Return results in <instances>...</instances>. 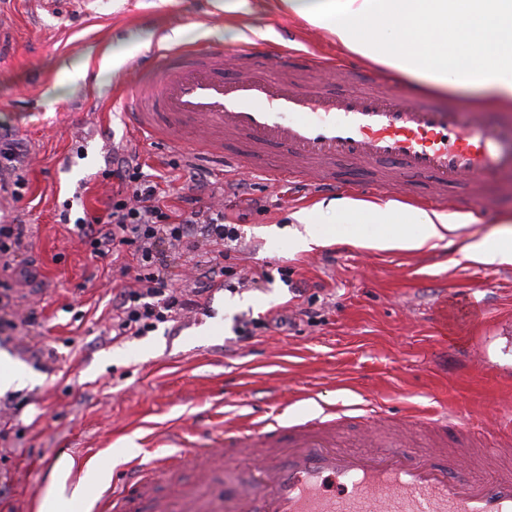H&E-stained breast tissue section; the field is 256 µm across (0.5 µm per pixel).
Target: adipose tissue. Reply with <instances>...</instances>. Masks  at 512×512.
<instances>
[{"mask_svg": "<svg viewBox=\"0 0 512 512\" xmlns=\"http://www.w3.org/2000/svg\"><path fill=\"white\" fill-rule=\"evenodd\" d=\"M216 24L205 26L217 41L267 40V20L288 13L322 31L343 49L414 81L431 91H476L479 106L512 111V0H210ZM180 27L156 24L130 30L104 53L102 73H119L126 63L153 42L183 41ZM476 72L475 80L459 84L455 70ZM295 229L288 246L296 251L323 246L336 238L366 248L433 250L455 242L458 231L447 211L348 198L324 200L292 215ZM494 256L512 264V223L472 236L462 248L469 262ZM107 475L101 462L88 465L71 492L46 497L39 512H71L88 498Z\"/></svg>", "mask_w": 512, "mask_h": 512, "instance_id": "adipose-tissue-1", "label": "adipose tissue"}]
</instances>
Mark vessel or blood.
Here are the masks:
<instances>
[{"instance_id":"vessel-or-blood-1","label":"vessel or blood","mask_w":512,"mask_h":512,"mask_svg":"<svg viewBox=\"0 0 512 512\" xmlns=\"http://www.w3.org/2000/svg\"><path fill=\"white\" fill-rule=\"evenodd\" d=\"M255 44L235 50L224 74V49L172 45L157 53L153 74L115 93L134 137L184 150L193 160L235 171L247 167L271 185L294 182L335 192L337 163L356 165L369 188L425 178L446 197L463 179L486 183L512 168L497 124L479 113L439 110L399 89L379 90L371 76L344 86L306 89L253 67ZM332 407L289 426H226L195 448L194 480L180 454L153 450L106 489L95 512H512V471L477 477L474 432L440 465L391 446L359 454L339 449L347 422ZM250 464L249 484L225 492L227 470Z\"/></svg>"}]
</instances>
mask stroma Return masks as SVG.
<instances>
[{
	"label": "stroma",
	"mask_w": 512,
	"mask_h": 512,
	"mask_svg": "<svg viewBox=\"0 0 512 512\" xmlns=\"http://www.w3.org/2000/svg\"><path fill=\"white\" fill-rule=\"evenodd\" d=\"M57 0H0V129L26 144L28 161L14 177L20 197L0 195V224L31 230L30 255L43 289L26 296L20 277L10 281L19 314L36 309L37 327L0 334V350L41 382L11 391L19 412L0 411V481L10 489L0 512H38L57 485V449L118 466L112 450L135 437L150 456L159 437L185 432L188 440L223 429L225 421L294 424L314 401L339 409L371 405V423L353 422L340 449L373 452L398 443L411 456L433 455L432 433L410 430L394 440L389 420L449 407L458 423L474 427L512 422V265L494 269L463 261L451 248L370 250L337 239L309 251L271 246L265 232L288 228L290 214L316 203L298 184L268 185L250 178L248 198L225 197L224 216L240 225V266L268 273L236 292L212 290L201 312L160 324L145 336L113 339L112 295L125 286L116 264L91 257L75 218L100 211L112 193L105 161L114 149L136 151L151 179H171L182 152L131 139L113 102L116 88L150 78L142 56L118 76L100 74V56L126 31L150 22L182 26L189 43L210 24L207 0H140L103 5L95 13ZM280 41L259 42L253 62L271 77L311 87L344 84L350 52L336 47L291 15L270 20ZM310 54L316 63L288 70L269 67L281 47ZM81 63L76 86L53 89L60 66ZM484 191L483 209L470 212L468 186L450 189V214L484 233L512 217V171L499 172ZM323 284L316 303L322 318L299 319L306 306L298 290ZM296 315L288 330L270 329L238 340V319Z\"/></svg>",
	"instance_id": "stroma-1"
}]
</instances>
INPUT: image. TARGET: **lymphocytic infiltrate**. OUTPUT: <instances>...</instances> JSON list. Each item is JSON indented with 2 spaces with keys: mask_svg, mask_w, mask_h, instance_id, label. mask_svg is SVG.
Instances as JSON below:
<instances>
[{
  "mask_svg": "<svg viewBox=\"0 0 512 512\" xmlns=\"http://www.w3.org/2000/svg\"><path fill=\"white\" fill-rule=\"evenodd\" d=\"M28 159L21 139L0 131V193L18 196L11 175ZM104 176L114 190L102 213H85L75 222L78 237L97 259L121 248L132 249L135 262L121 276L133 287L112 299V330L119 336H143L182 313L202 309L213 289L232 291L264 279V272H245L231 261L232 242L241 238L237 225L224 221L223 208L200 203L203 181L193 167L183 168V190L171 195L142 171L136 154L115 152ZM23 224L0 225V269L24 270L27 282L38 278L27 259Z\"/></svg>",
  "mask_w": 512,
  "mask_h": 512,
  "instance_id": "obj_1",
  "label": "lymphocytic infiltrate"
}]
</instances>
